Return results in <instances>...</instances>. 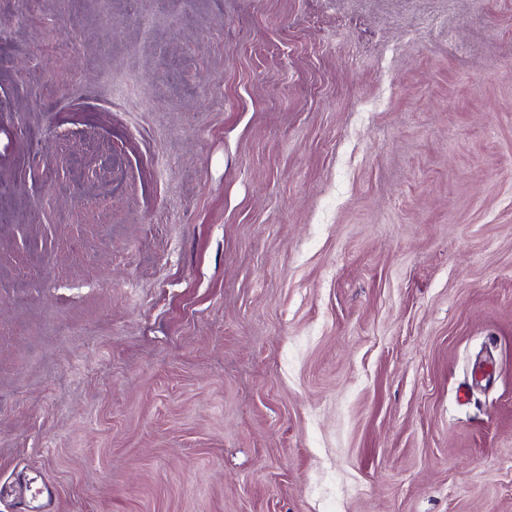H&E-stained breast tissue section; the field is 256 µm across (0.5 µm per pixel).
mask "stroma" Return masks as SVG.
Instances as JSON below:
<instances>
[{"label": "stroma", "instance_id": "stroma-1", "mask_svg": "<svg viewBox=\"0 0 512 512\" xmlns=\"http://www.w3.org/2000/svg\"><path fill=\"white\" fill-rule=\"evenodd\" d=\"M0 185V512H512V0H0Z\"/></svg>", "mask_w": 512, "mask_h": 512}]
</instances>
